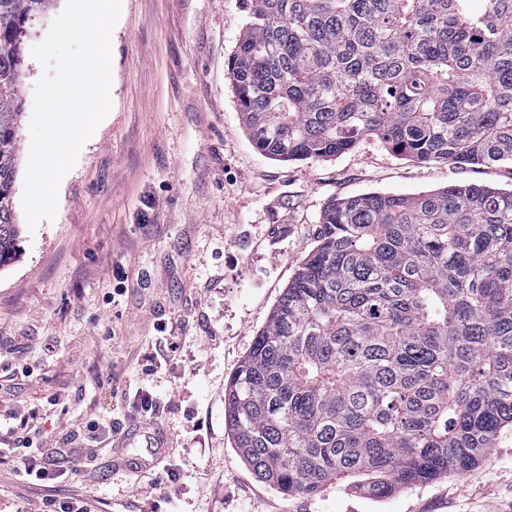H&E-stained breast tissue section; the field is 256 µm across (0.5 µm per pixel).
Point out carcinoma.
Returning <instances> with one entry per match:
<instances>
[{
  "instance_id": "1",
  "label": "carcinoma",
  "mask_w": 512,
  "mask_h": 512,
  "mask_svg": "<svg viewBox=\"0 0 512 512\" xmlns=\"http://www.w3.org/2000/svg\"><path fill=\"white\" fill-rule=\"evenodd\" d=\"M50 0H0V269L17 256L22 38ZM250 0L228 74L283 161L376 137L419 162L512 163V0ZM224 389L244 465L277 492L357 477L382 499L512 434V189L332 199Z\"/></svg>"
}]
</instances>
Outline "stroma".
<instances>
[{"instance_id": "stroma-1", "label": "stroma", "mask_w": 512, "mask_h": 512, "mask_svg": "<svg viewBox=\"0 0 512 512\" xmlns=\"http://www.w3.org/2000/svg\"><path fill=\"white\" fill-rule=\"evenodd\" d=\"M23 41L20 164L32 55ZM249 0H122L112 108L64 176L54 220L0 270V445L76 472L38 483L0 464V512H512V438L479 465L368 497L350 480L287 497L258 481L224 425V387L334 198L449 185L512 187V165L420 163L366 137L323 161H277L248 139L227 71ZM178 350H170V341ZM167 431L152 450L138 390ZM137 433L127 446L115 433Z\"/></svg>"}]
</instances>
